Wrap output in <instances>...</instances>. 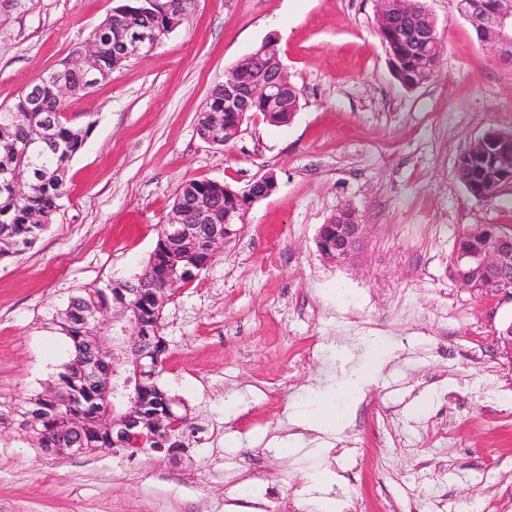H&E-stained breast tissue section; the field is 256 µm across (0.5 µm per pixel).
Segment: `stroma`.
I'll return each instance as SVG.
<instances>
[{
  "label": "stroma",
  "mask_w": 512,
  "mask_h": 512,
  "mask_svg": "<svg viewBox=\"0 0 512 512\" xmlns=\"http://www.w3.org/2000/svg\"><path fill=\"white\" fill-rule=\"evenodd\" d=\"M119 4L0 0V106L74 60ZM426 5L444 52L413 89L391 71L377 0H195L153 52L68 99L91 134L56 221L0 261V512H316L315 485L342 512H512V360L497 342L512 297L452 271L471 225L512 229V188L484 202L455 175L487 128L512 130V61L457 0ZM271 36L300 91L293 120L205 141L211 90ZM268 172L276 191L163 311L159 382L203 432L176 459L41 455L13 409L68 356L54 310L140 272L183 182ZM344 207L367 234L340 265L316 238ZM324 406L340 426L308 428Z\"/></svg>",
  "instance_id": "1"
}]
</instances>
